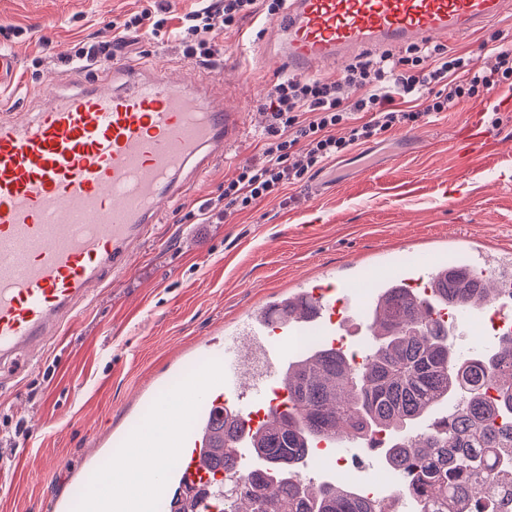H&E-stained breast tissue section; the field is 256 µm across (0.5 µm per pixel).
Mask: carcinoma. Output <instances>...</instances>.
I'll list each match as a JSON object with an SVG mask.
<instances>
[{
    "label": "carcinoma",
    "mask_w": 512,
    "mask_h": 512,
    "mask_svg": "<svg viewBox=\"0 0 512 512\" xmlns=\"http://www.w3.org/2000/svg\"><path fill=\"white\" fill-rule=\"evenodd\" d=\"M447 277L439 299L456 309L483 293ZM379 335L365 363L330 346L311 345L288 369L293 400L280 426L257 432L253 464L246 467L233 438L238 427L212 420L211 467L235 480L234 499L217 512H383L353 484L307 481L302 470L315 444L330 430L363 443L385 434L382 458L402 476L400 497L411 512H484L492 502L512 507V335L469 353L446 323L425 316L424 303L386 288Z\"/></svg>",
    "instance_id": "carcinoma-1"
}]
</instances>
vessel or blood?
<instances>
[{
    "instance_id": "1",
    "label": "vessel or blood",
    "mask_w": 512,
    "mask_h": 512,
    "mask_svg": "<svg viewBox=\"0 0 512 512\" xmlns=\"http://www.w3.org/2000/svg\"><path fill=\"white\" fill-rule=\"evenodd\" d=\"M512 11V0H285L274 24L263 30L270 49L265 66L289 74H316L371 50L450 42L475 33ZM164 61L113 63L114 88L68 73L41 111L18 119L0 113V388L33 366L30 350L62 335L79 318L105 280H125L132 256L153 241L157 224L240 140L245 113L212 104L215 80L194 71L175 84ZM487 132L471 121L456 140L462 165L483 150ZM488 255L447 257L434 252L394 260L390 270L358 284L325 277L292 295V316L267 307L245 314L211 345V363L176 392L158 391L149 423L167 457L153 471L142 497H119L103 478L86 512H162L179 496L185 512H208L196 491L212 471L203 425L233 414L246 447L256 428L275 427L290 389L285 368L303 351V339L342 347L350 333L371 345L366 324L390 283H425L452 270L480 268L484 296L467 308L474 322L488 309L499 315V333L512 334V297ZM193 421L187 430L182 419Z\"/></svg>"
}]
</instances>
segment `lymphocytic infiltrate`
<instances>
[{
  "label": "lymphocytic infiltrate",
  "mask_w": 512,
  "mask_h": 512,
  "mask_svg": "<svg viewBox=\"0 0 512 512\" xmlns=\"http://www.w3.org/2000/svg\"><path fill=\"white\" fill-rule=\"evenodd\" d=\"M255 12L256 0H201L185 19L184 58L216 65L215 29L234 26ZM492 54L493 65L482 67L444 45L413 46L358 58L334 80L300 76L279 81L264 102L269 125L260 161L225 181L221 198L207 204V213L218 217L254 207L320 171L351 146L512 87V49L497 46ZM351 87L360 89V97L349 98ZM361 112L369 113L368 121H358Z\"/></svg>",
  "instance_id": "lymphocytic-infiltrate-1"
}]
</instances>
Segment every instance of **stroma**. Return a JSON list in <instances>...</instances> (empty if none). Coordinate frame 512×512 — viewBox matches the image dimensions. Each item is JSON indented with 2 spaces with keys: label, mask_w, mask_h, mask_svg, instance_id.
<instances>
[{
  "label": "stroma",
  "mask_w": 512,
  "mask_h": 512,
  "mask_svg": "<svg viewBox=\"0 0 512 512\" xmlns=\"http://www.w3.org/2000/svg\"><path fill=\"white\" fill-rule=\"evenodd\" d=\"M164 5L171 19L154 28ZM198 0H0V50L16 62L4 104L36 112L89 41H108L125 18H143L119 43L124 59L164 57L185 66L175 33ZM266 9L214 36V72L245 98L249 117L235 151L217 163L189 198L155 229L157 242L133 258L126 280L106 286L65 336L52 340L36 369L0 390V512H81L76 489L121 454L120 436L147 423L146 398L176 389L209 362L207 340L263 299L288 295L299 278L325 269L339 278L378 276L380 252L454 254L462 238L512 253V108L503 87L414 125L417 142L395 128L352 147L304 182L216 224L196 223L207 199L224 191L239 168L255 162L268 117L263 103L277 73L242 75L232 55L259 40ZM512 48V15L451 42L478 64L489 63L491 38ZM494 142L460 169L454 142L475 107ZM61 461L52 470L48 460Z\"/></svg>",
  "instance_id": "35a3bbf8"
}]
</instances>
